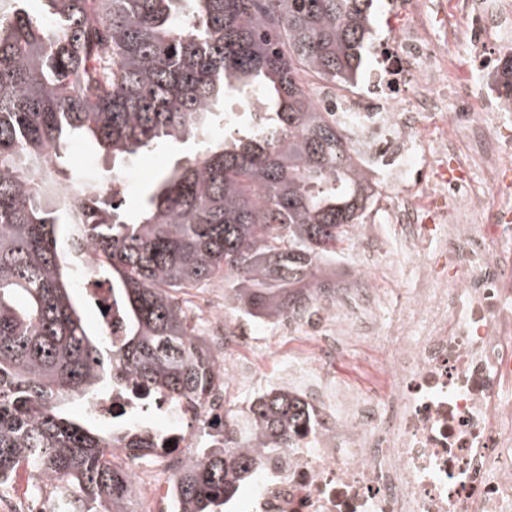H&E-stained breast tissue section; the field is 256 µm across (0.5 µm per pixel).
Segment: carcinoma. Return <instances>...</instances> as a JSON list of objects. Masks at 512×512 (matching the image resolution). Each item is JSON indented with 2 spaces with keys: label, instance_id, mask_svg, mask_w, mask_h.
Masks as SVG:
<instances>
[{
  "label": "carcinoma",
  "instance_id": "cac0c4a2",
  "mask_svg": "<svg viewBox=\"0 0 512 512\" xmlns=\"http://www.w3.org/2000/svg\"><path fill=\"white\" fill-rule=\"evenodd\" d=\"M373 0H0V487L20 473L38 512H133L112 449L171 452L142 421L84 406L132 381L173 407L214 383L184 296L216 276L238 315L274 320L336 287L330 261L381 199L349 135L310 99L309 78L354 83ZM493 80L512 112V56ZM265 112L234 126L224 97ZM224 122L221 141L210 137ZM118 165L163 143L200 149L161 172L129 215L116 196L63 180L71 144ZM94 264L82 263L84 249ZM107 286L120 347L90 329L73 275ZM224 440L172 476L175 512H224L260 470L261 448L307 433L311 405L274 389Z\"/></svg>",
  "mask_w": 512,
  "mask_h": 512
}]
</instances>
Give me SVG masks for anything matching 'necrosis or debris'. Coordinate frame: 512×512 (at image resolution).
Segmentation results:
<instances>
[{
  "label": "necrosis or debris",
  "mask_w": 512,
  "mask_h": 512,
  "mask_svg": "<svg viewBox=\"0 0 512 512\" xmlns=\"http://www.w3.org/2000/svg\"><path fill=\"white\" fill-rule=\"evenodd\" d=\"M388 13L358 89L314 101L392 198L395 236L360 225L372 260L305 311L254 321L288 356L275 376L262 377L263 358L218 300L196 310L218 375L200 402L172 409L128 388L90 407L103 421L159 416L174 447L165 469L130 455L123 468L161 512L159 472L175 473L199 438H223L228 392L283 387L310 395L314 424L268 456L245 512H512V187L500 178L502 104L489 77L512 42V0H437L424 13L392 0ZM405 265L419 286L381 323L385 287Z\"/></svg>",
  "instance_id": "1"
}]
</instances>
